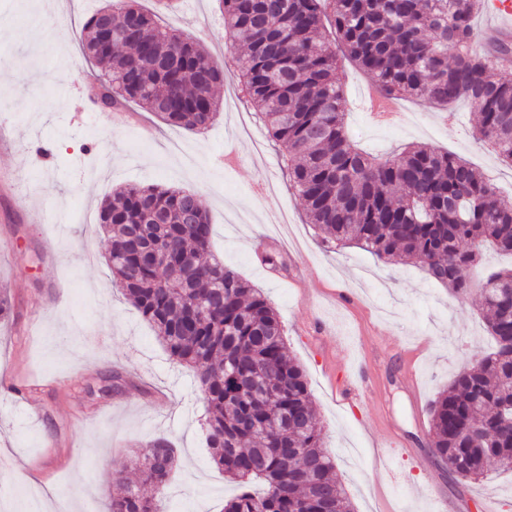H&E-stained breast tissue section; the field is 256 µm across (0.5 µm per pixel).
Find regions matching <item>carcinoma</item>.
<instances>
[{"mask_svg": "<svg viewBox=\"0 0 512 512\" xmlns=\"http://www.w3.org/2000/svg\"><path fill=\"white\" fill-rule=\"evenodd\" d=\"M242 100L279 147L306 223L327 243H354L389 263L403 256L458 297L483 250L512 254V208L470 163L428 146L372 157L345 130L339 59L374 76L386 97L440 106L466 100L476 136L512 168V82L499 59L512 44L478 48L474 21L487 0H222ZM136 0H107L77 34L104 68L112 107L134 102L191 132L218 117L224 68L196 39L160 26ZM127 34L105 46V29ZM453 60H448V55ZM195 194L128 186L105 200L106 263L122 295L175 363L193 372L205 403L214 464L238 483L224 512H352L324 444L308 382L288 352L267 296L211 254L212 224ZM195 203L193 222L184 210ZM155 250L147 262L139 247ZM491 352L460 372L430 407L432 456L462 478L512 471V268L481 283ZM139 481L109 512H159L176 466L157 440L136 452Z\"/></svg>", "mask_w": 512, "mask_h": 512, "instance_id": "obj_1", "label": "carcinoma"}]
</instances>
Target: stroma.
Here are the masks:
<instances>
[{
  "mask_svg": "<svg viewBox=\"0 0 512 512\" xmlns=\"http://www.w3.org/2000/svg\"><path fill=\"white\" fill-rule=\"evenodd\" d=\"M103 0H79L81 21L42 35L36 0H0V477L11 492L50 482L70 512H107L120 492L114 472L157 438L177 465L161 512H224L238 493L211 459L204 404L192 372L176 366L151 326L112 282L109 234L99 206L127 186L197 194L213 227V254L262 288L301 364L324 441L354 512H512V474L465 480L428 447L429 405L475 353L493 342L477 297L456 300L415 265L384 264L356 248L334 249L306 224L266 132L252 126L238 81L226 74L221 112L193 133L132 106L102 111L92 93L100 65L76 34ZM163 25L199 38L230 60L220 0H176ZM350 137L388 155L410 143L466 159L512 207V169L477 144V114L400 102L404 121L380 127L367 110L374 84L340 62ZM276 191L258 195L257 182ZM282 255L285 267L266 262ZM415 389L403 383L404 372Z\"/></svg>",
  "mask_w": 512,
  "mask_h": 512,
  "instance_id": "obj_1",
  "label": "stroma"
}]
</instances>
